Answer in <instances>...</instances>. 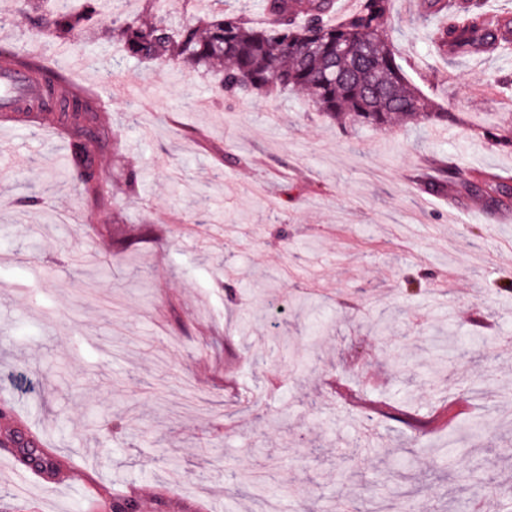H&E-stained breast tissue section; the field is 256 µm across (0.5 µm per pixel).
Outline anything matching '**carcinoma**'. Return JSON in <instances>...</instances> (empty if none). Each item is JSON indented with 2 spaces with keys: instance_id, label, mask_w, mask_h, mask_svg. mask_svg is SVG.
Listing matches in <instances>:
<instances>
[{
  "instance_id": "cac0c4a2",
  "label": "carcinoma",
  "mask_w": 512,
  "mask_h": 512,
  "mask_svg": "<svg viewBox=\"0 0 512 512\" xmlns=\"http://www.w3.org/2000/svg\"><path fill=\"white\" fill-rule=\"evenodd\" d=\"M211 9L201 23L173 24L151 10L149 22L129 20L112 28L128 57L162 70L214 74L229 98L278 96L302 92L312 106L345 126L386 127L396 120L419 119L444 125L451 113L435 107L413 86L387 41L392 0H358V7L337 19L335 0H261L266 16L254 24L247 10H227L224 0H207ZM49 0H20L36 28L69 41L100 26L107 0H79V5L48 8ZM485 0H425L423 18H443L430 33V54L447 60L472 54H496L512 48V18L490 11ZM107 117L87 98H74L56 122L72 145V174L103 207L107 221L112 196L95 174V151L88 148L91 128H104ZM490 141L512 146V124L485 129ZM431 192L477 193L500 205L512 187L496 174L454 163L441 166L427 184ZM19 462L43 472L53 457L34 441L17 443Z\"/></svg>"
}]
</instances>
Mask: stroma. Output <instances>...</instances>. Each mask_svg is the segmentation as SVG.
<instances>
[{"label": "stroma", "instance_id": "obj_1", "mask_svg": "<svg viewBox=\"0 0 512 512\" xmlns=\"http://www.w3.org/2000/svg\"><path fill=\"white\" fill-rule=\"evenodd\" d=\"M148 15L130 0L62 55L0 0V48L106 102L96 153L124 221L109 231L75 185L66 135L0 115V512H111L116 492L136 512H369L408 489L464 512L480 488L512 512V426L470 428L512 415V203L416 181L427 157L512 178V147L481 131L512 52L429 58L394 0L390 44L454 120L345 129L299 94L229 101L127 58L112 24ZM17 433L54 456L48 477L26 480ZM253 471L277 475L259 498Z\"/></svg>", "mask_w": 512, "mask_h": 512}]
</instances>
